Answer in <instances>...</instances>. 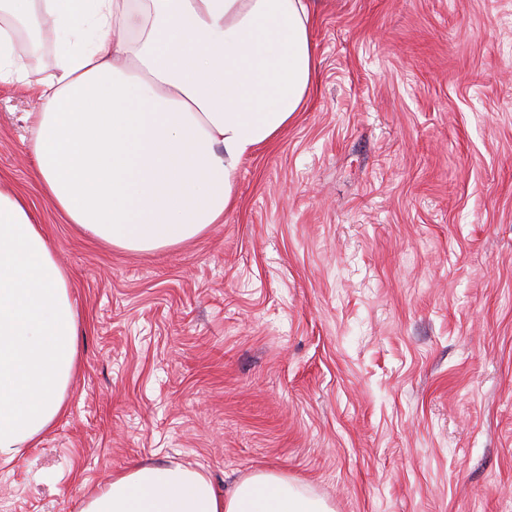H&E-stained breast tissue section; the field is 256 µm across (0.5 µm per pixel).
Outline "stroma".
<instances>
[{"label": "stroma", "instance_id": "obj_1", "mask_svg": "<svg viewBox=\"0 0 512 512\" xmlns=\"http://www.w3.org/2000/svg\"><path fill=\"white\" fill-rule=\"evenodd\" d=\"M303 112L236 206L133 253L41 193L0 85V184L70 273L79 362L0 512H79L140 462L335 512H512V0H320Z\"/></svg>", "mask_w": 512, "mask_h": 512}]
</instances>
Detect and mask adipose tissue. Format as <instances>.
I'll return each instance as SVG.
<instances>
[{"instance_id":"1","label":"adipose tissue","mask_w":512,"mask_h":512,"mask_svg":"<svg viewBox=\"0 0 512 512\" xmlns=\"http://www.w3.org/2000/svg\"><path fill=\"white\" fill-rule=\"evenodd\" d=\"M314 0H0V84L25 87L39 188L99 242L152 253L235 205L241 162L294 120L315 82ZM59 61L30 82L18 32ZM70 276L26 199L0 188V463L65 410L78 355ZM80 512H334L287 475L229 494L202 472L139 463Z\"/></svg>"}]
</instances>
